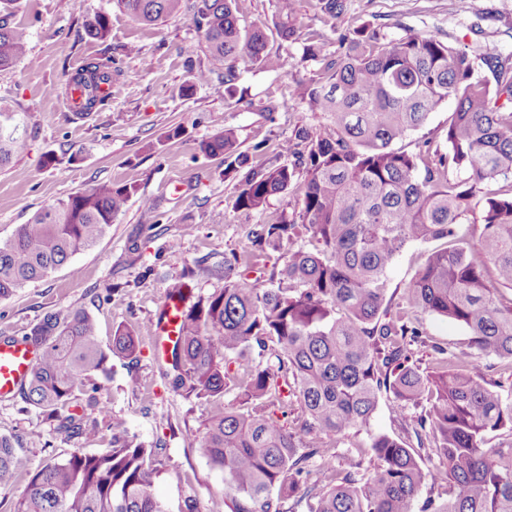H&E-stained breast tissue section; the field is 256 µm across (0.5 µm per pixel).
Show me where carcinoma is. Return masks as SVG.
<instances>
[{"label":"carcinoma","mask_w":512,"mask_h":512,"mask_svg":"<svg viewBox=\"0 0 512 512\" xmlns=\"http://www.w3.org/2000/svg\"><path fill=\"white\" fill-rule=\"evenodd\" d=\"M16 2L0 0V69L26 53V30L9 25ZM240 2L193 5L192 21L209 53L196 79L222 74L229 93L241 59L271 71L292 66L266 51L262 29L240 27ZM295 2L279 0L284 40L298 33ZM115 4L147 25L186 11V0ZM108 31L104 14L87 24L94 39ZM342 42L345 50L327 62L324 80L297 86L327 125L318 132L299 126L281 145L294 163L248 167V154L238 151L229 130L200 143L204 154L224 160L225 174L241 175L237 208L261 210L290 189L298 190L300 207L251 239L282 251L269 287L246 282L238 259L226 257L224 288L185 311L167 362L169 386L186 399L213 403L200 448L224 472L229 512H283L287 497L306 500L308 512H414L417 505L420 512H512V379L486 380L482 362L490 355L512 362V298L500 294L512 288V70L495 55L426 34L384 42L364 29ZM481 64L495 72V84L479 75ZM119 75L110 59L85 63L68 80L80 90L74 115L106 105L99 87ZM450 99L444 141L427 138L415 153L396 147ZM26 147L21 119L0 107V166ZM134 193L133 186L98 183L36 211L0 240V297L94 247ZM477 210L483 228L471 243L459 225ZM302 235L315 250L295 245ZM440 239L448 246L429 251L404 301L412 311L465 327L470 350L435 348L443 370L429 375L409 364V347L423 332L408 317L388 316L383 283L403 247ZM26 340L40 358L24 398L68 439L93 432L76 407L78 394L98 392L96 377L108 373L95 318L82 310L48 313ZM269 341L276 350L266 359ZM255 347L258 359L238 384L247 405L241 412L224 404L229 357ZM110 351L133 355L132 332L117 328ZM284 386L305 414L291 429L268 414ZM384 391L422 405L418 413H402L418 447L372 434L374 468L341 473L325 438L367 429ZM110 429V451L73 453L29 474L13 512H168L152 494L163 472L159 453L135 442L119 418ZM427 445L437 461L424 462ZM26 473L25 459L1 436L0 487ZM425 484L448 487V498L419 501Z\"/></svg>","instance_id":"1"}]
</instances>
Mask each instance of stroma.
I'll use <instances>...</instances> for the list:
<instances>
[{
    "mask_svg": "<svg viewBox=\"0 0 512 512\" xmlns=\"http://www.w3.org/2000/svg\"><path fill=\"white\" fill-rule=\"evenodd\" d=\"M298 35L286 42L277 34L278 0H243L241 24L263 28L268 49L291 56L294 67L268 71L250 62L238 65V88L247 104H234L219 83L195 79L206 68L204 39L191 14L146 26L115 6L113 0H20L13 23L29 34L27 53L0 70V103L21 113L27 148L0 167V239L12 235L37 210L100 182L133 185L137 192L95 247L76 254L69 265L0 298V340L22 338L50 312L85 309L97 320L99 340L110 346L119 327L138 338L134 356L110 355L109 372L100 378L98 398L107 415L87 410L97 430L68 439L52 421L22 397L0 400V436L13 439L29 471L72 453L106 452L110 418L125 421L136 441L160 448L163 473L153 487L170 512L194 501L197 512H227L224 475L211 467L200 437L211 403L186 399L170 389L166 364L151 336L152 324L171 285L185 282L188 305L223 288L214 269L237 256L248 280H262L278 256L249 246L251 232L291 217L299 194L270 198L257 212L237 209L236 180L225 177L223 162L203 154L199 144L221 130L232 131L239 150L256 167L282 163L280 146L303 124L325 122L295 94L300 83L319 80L325 60L341 51L340 38L369 27L387 39L414 33L435 36L498 56L512 67V0H472L460 12L457 0H347L340 17L323 14L319 0H296ZM109 19L106 39L91 38L86 26L94 16ZM320 47L307 57L309 41ZM112 57L122 69L112 83L105 108L76 117L59 96L85 62ZM275 112H265L266 104ZM177 137H170V130ZM266 141L264 154L253 145ZM53 164H45L46 155ZM158 203L145 214L142 198ZM427 245L405 247L384 279L390 314L403 311V295L425 260ZM415 319L425 333L413 348L420 367H435V347L468 349L467 330L428 313ZM392 396H382L369 432L329 438L337 470L365 471L374 460L366 445L370 434H386L415 446Z\"/></svg>",
    "mask_w": 512,
    "mask_h": 512,
    "instance_id": "1",
    "label": "stroma"
}]
</instances>
